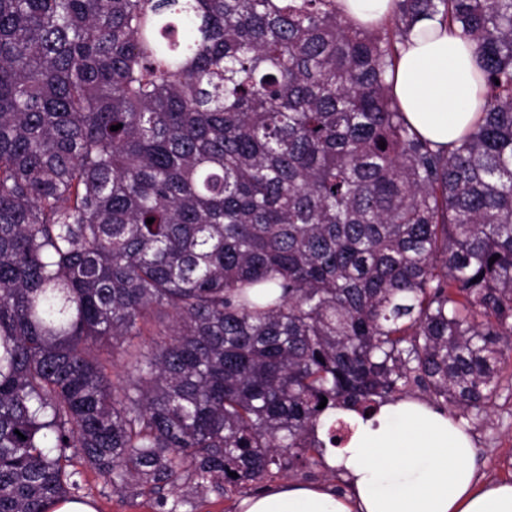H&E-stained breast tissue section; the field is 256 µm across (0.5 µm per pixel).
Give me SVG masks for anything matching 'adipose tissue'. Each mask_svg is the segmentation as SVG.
Returning a JSON list of instances; mask_svg holds the SVG:
<instances>
[{
	"label": "adipose tissue",
	"mask_w": 512,
	"mask_h": 512,
	"mask_svg": "<svg viewBox=\"0 0 512 512\" xmlns=\"http://www.w3.org/2000/svg\"><path fill=\"white\" fill-rule=\"evenodd\" d=\"M391 93L422 137L456 141L483 104L472 43L438 21L419 22ZM352 423L348 444L325 456L345 490L288 483L244 498L240 512H512V481L481 480L470 434L443 412L405 399Z\"/></svg>",
	"instance_id": "1"
}]
</instances>
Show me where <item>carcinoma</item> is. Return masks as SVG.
<instances>
[{
  "instance_id": "cac0c4a2",
  "label": "carcinoma",
  "mask_w": 512,
  "mask_h": 512,
  "mask_svg": "<svg viewBox=\"0 0 512 512\" xmlns=\"http://www.w3.org/2000/svg\"><path fill=\"white\" fill-rule=\"evenodd\" d=\"M422 19L481 71L446 148L390 93ZM511 348L512 0H0V512L71 455L193 512L325 466L338 409L479 415ZM345 15L353 22L379 24L392 12L393 0H339Z\"/></svg>"
}]
</instances>
